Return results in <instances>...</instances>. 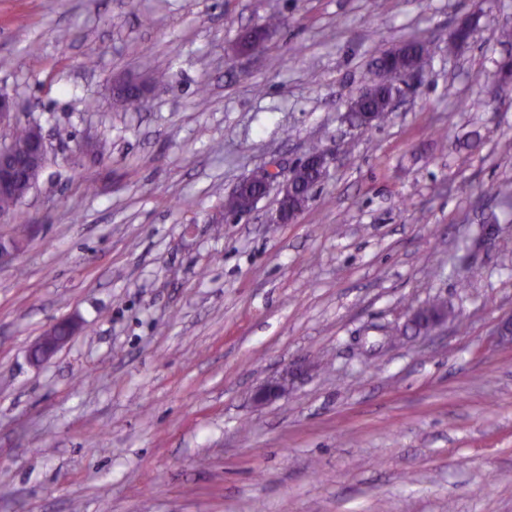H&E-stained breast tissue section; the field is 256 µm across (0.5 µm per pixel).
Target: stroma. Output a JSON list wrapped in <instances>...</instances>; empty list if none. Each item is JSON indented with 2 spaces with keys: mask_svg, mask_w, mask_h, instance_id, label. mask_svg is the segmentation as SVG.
<instances>
[{
  "mask_svg": "<svg viewBox=\"0 0 512 512\" xmlns=\"http://www.w3.org/2000/svg\"><path fill=\"white\" fill-rule=\"evenodd\" d=\"M506 27L512 0H0V92L48 147L0 269V512H512V83L486 84ZM413 37L421 79L352 129ZM158 71L141 111L113 100ZM314 146L333 161L295 222L267 223L273 191L225 214ZM436 298L455 320L387 343ZM76 331L77 325L74 322L69 320L58 322L30 348V361L36 365L47 361L60 348L69 343ZM288 392L287 377L271 379L258 387L252 394V401L256 407H262L269 402L284 396Z\"/></svg>",
  "mask_w": 512,
  "mask_h": 512,
  "instance_id": "obj_1",
  "label": "stroma"
}]
</instances>
